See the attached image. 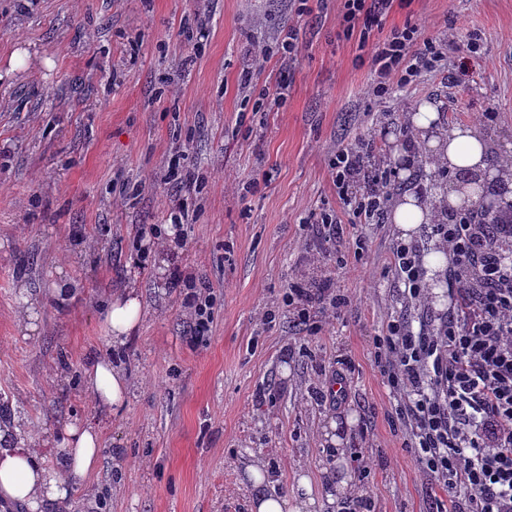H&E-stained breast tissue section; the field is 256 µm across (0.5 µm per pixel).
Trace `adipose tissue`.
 <instances>
[{
	"instance_id": "obj_1",
	"label": "adipose tissue",
	"mask_w": 512,
	"mask_h": 512,
	"mask_svg": "<svg viewBox=\"0 0 512 512\" xmlns=\"http://www.w3.org/2000/svg\"><path fill=\"white\" fill-rule=\"evenodd\" d=\"M417 145L436 166L455 171H480L489 157L484 138L471 126L443 130V114L433 101L418 105L410 118ZM466 195L449 190L430 198L405 189L394 202L390 221L402 239H411L420 226L435 223L445 207L470 205ZM144 314L136 289H127L110 302L105 316L112 340L124 344L137 329ZM85 385L97 404L117 407L124 403L129 387L123 372L111 360L97 359L84 373ZM101 458L100 433L91 425H70L59 448V464L46 466L18 424L0 426V499L25 505L29 512H69L70 500L78 486L98 465ZM254 488L251 512H313L317 500L308 476H300L298 495L287 497L268 493L270 475L263 466L248 469Z\"/></svg>"
}]
</instances>
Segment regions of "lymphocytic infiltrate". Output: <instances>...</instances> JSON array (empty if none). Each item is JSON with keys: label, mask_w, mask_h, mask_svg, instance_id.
<instances>
[{"label": "lymphocytic infiltrate", "mask_w": 512, "mask_h": 512, "mask_svg": "<svg viewBox=\"0 0 512 512\" xmlns=\"http://www.w3.org/2000/svg\"><path fill=\"white\" fill-rule=\"evenodd\" d=\"M393 0H343L341 26L371 45L372 94L383 98L448 62L446 40L422 37L418 26L382 27ZM341 212L352 224L378 223L394 185L376 143L338 147L330 161ZM452 257V305L434 313L420 269V248L394 242L387 268L416 320L400 315L373 339L382 380L390 388L396 421L417 466L441 485L447 501L436 512H512V209L492 224L462 213L431 225ZM285 303L299 322L312 309L339 313L348 301L334 278L316 287L290 283Z\"/></svg>", "instance_id": "lymphocytic-infiltrate-1"}]
</instances>
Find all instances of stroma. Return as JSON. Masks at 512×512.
Masks as SVG:
<instances>
[{
    "instance_id": "obj_1",
    "label": "stroma",
    "mask_w": 512,
    "mask_h": 512,
    "mask_svg": "<svg viewBox=\"0 0 512 512\" xmlns=\"http://www.w3.org/2000/svg\"><path fill=\"white\" fill-rule=\"evenodd\" d=\"M341 9L313 0L300 17L289 0H0V395L45 443L46 465L71 422L100 429L101 459L73 512H250L251 464L281 495L304 473L322 496L343 469L350 496H370L376 512H429L435 490L402 446L372 343L404 311L384 275L398 234L386 220L367 226L359 255L349 215L339 248L305 220L339 208L337 147L382 131L390 151L389 136L425 100L440 102L445 128L475 125L512 153V0H395L384 28L475 30L482 47L449 50L446 72L383 99ZM291 23L295 61L255 60L252 46ZM200 27L206 37L189 45ZM18 50L28 59L15 69ZM283 81L286 103L254 111ZM173 161L196 189L163 181ZM178 205L193 217L183 247L137 257L134 239L149 225L170 230ZM177 272L216 299L202 339L169 286ZM329 274L348 307L297 324L283 301L290 282ZM63 280L75 288L64 303L53 290ZM130 288L145 314L116 346L106 308ZM94 356L128 376L129 396L110 412L86 392ZM337 370L348 400L333 410L316 393ZM332 419L342 455L323 436ZM357 455L368 473L355 471Z\"/></svg>"
}]
</instances>
